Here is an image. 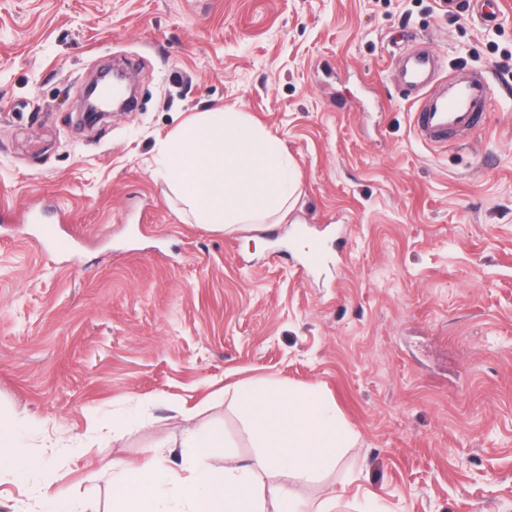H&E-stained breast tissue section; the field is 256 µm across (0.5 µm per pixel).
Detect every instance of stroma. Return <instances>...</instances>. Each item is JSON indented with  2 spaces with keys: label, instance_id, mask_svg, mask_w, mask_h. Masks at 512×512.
Instances as JSON below:
<instances>
[{
  "label": "stroma",
  "instance_id": "obj_1",
  "mask_svg": "<svg viewBox=\"0 0 512 512\" xmlns=\"http://www.w3.org/2000/svg\"><path fill=\"white\" fill-rule=\"evenodd\" d=\"M427 36L490 76L470 147L416 138L389 76ZM510 53L512 0L492 24L440 0H0V417L45 462L0 475V512L49 479L111 512L110 462L180 468L189 427L224 431L208 466L250 459L245 382L311 391L355 435L318 480L270 477L293 500L512 512ZM127 59L137 109L84 124V86ZM219 108L287 150L283 223L182 220L154 158Z\"/></svg>",
  "mask_w": 512,
  "mask_h": 512
}]
</instances>
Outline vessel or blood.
<instances>
[{"mask_svg": "<svg viewBox=\"0 0 512 512\" xmlns=\"http://www.w3.org/2000/svg\"><path fill=\"white\" fill-rule=\"evenodd\" d=\"M436 61L424 48L403 51L397 83L414 99V132L430 147L457 146L494 104L489 76L464 68L435 81Z\"/></svg>", "mask_w": 512, "mask_h": 512, "instance_id": "1", "label": "vessel or blood"}]
</instances>
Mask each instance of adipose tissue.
I'll return each mask as SVG.
<instances>
[{"instance_id": "obj_1", "label": "adipose tissue", "mask_w": 512, "mask_h": 512, "mask_svg": "<svg viewBox=\"0 0 512 512\" xmlns=\"http://www.w3.org/2000/svg\"><path fill=\"white\" fill-rule=\"evenodd\" d=\"M238 402L250 416L247 430L258 452L250 463L225 458L222 468L204 467L223 434L189 430L175 440L183 469L164 455L134 470L112 465V512H297L286 496L267 491L258 475L282 472L316 480L336 466L337 449L352 435L321 399L302 393L283 396L274 386H242Z\"/></svg>"}]
</instances>
